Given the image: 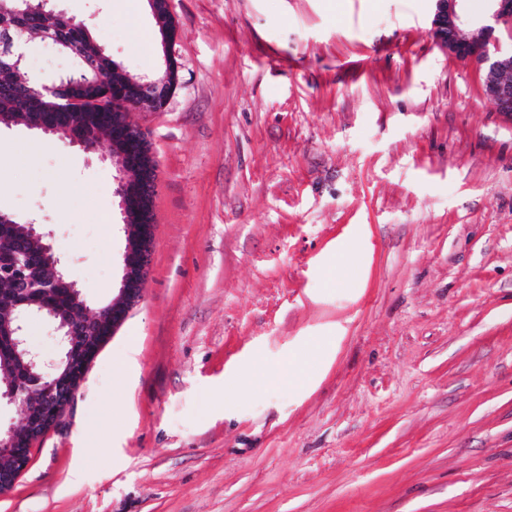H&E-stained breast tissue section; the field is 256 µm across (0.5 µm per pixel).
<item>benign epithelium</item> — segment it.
<instances>
[{"mask_svg":"<svg viewBox=\"0 0 512 512\" xmlns=\"http://www.w3.org/2000/svg\"><path fill=\"white\" fill-rule=\"evenodd\" d=\"M432 33L436 44L452 58L467 62L472 58L481 64L480 83L483 94L496 105L497 111L512 117V49L500 46L497 32L505 30L512 36V0H488L490 8L481 18L471 17L465 8L467 0H435ZM171 91L159 80L145 78L137 84V95L124 104L126 110L155 111L165 107ZM109 157L117 170L120 210L126 245L123 253V275L118 296L95 309L85 300L78 282L73 279L55 255L52 245L43 242L47 234L42 224L32 217L24 221L25 232L41 242L42 256L53 276L37 281L30 275L28 257L19 251L7 250L16 217L0 212V280L10 287L0 290V302L10 307L15 317L6 329L0 328V345L22 363L27 379L0 383V404H16L36 391L45 406L43 410H26L17 426H0V447L15 448L21 441L28 453L13 455L14 466L0 474V491L13 488L18 476L31 460L33 442L53 431L74 400L89 365L124 322L130 310L142 297L147 274L148 257L153 240V198L157 189V165L147 150L143 132L124 120L121 128L108 138ZM71 296L74 309L68 318L57 323L54 312L40 299L58 291ZM35 320L55 324L59 357L50 361L30 342L29 329Z\"/></svg>","mask_w":512,"mask_h":512,"instance_id":"1","label":"benign epithelium"}]
</instances>
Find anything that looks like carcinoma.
<instances>
[{
	"label": "carcinoma",
	"mask_w": 512,
	"mask_h": 512,
	"mask_svg": "<svg viewBox=\"0 0 512 512\" xmlns=\"http://www.w3.org/2000/svg\"><path fill=\"white\" fill-rule=\"evenodd\" d=\"M38 2L11 0L7 3L10 12L0 14V39L23 31L27 36L58 41L57 47L73 61L67 77L74 80L73 89L88 101L81 126L108 135L112 119L119 120L124 115L109 112L102 116L94 101L105 94L122 93L134 78L98 43L87 23L59 12H41L33 8ZM14 62V57L0 56V121L24 119L34 124H54L66 137L75 132L67 121L69 104L64 95L35 82H22L23 64L10 67Z\"/></svg>",
	"instance_id": "1"
}]
</instances>
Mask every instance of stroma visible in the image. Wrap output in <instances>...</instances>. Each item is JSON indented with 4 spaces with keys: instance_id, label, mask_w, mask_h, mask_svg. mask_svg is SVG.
Instances as JSON below:
<instances>
[{
    "instance_id": "35a3bbf8",
    "label": "stroma",
    "mask_w": 512,
    "mask_h": 512,
    "mask_svg": "<svg viewBox=\"0 0 512 512\" xmlns=\"http://www.w3.org/2000/svg\"><path fill=\"white\" fill-rule=\"evenodd\" d=\"M52 5L160 71L149 7ZM434 9L169 0L178 86L129 114L158 165L143 296L0 512H512V119ZM71 67L32 41L28 78ZM115 175L0 128V211L38 216L95 307Z\"/></svg>"
}]
</instances>
